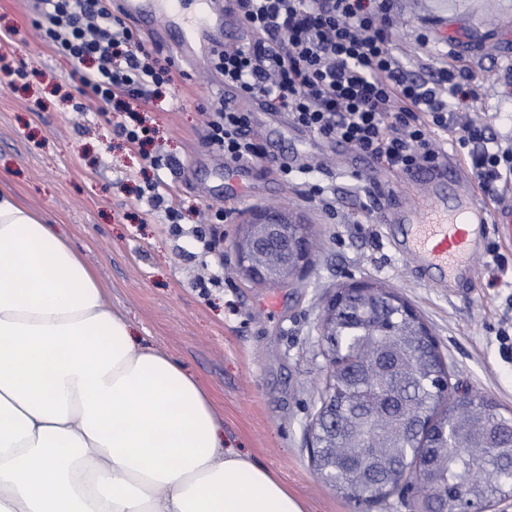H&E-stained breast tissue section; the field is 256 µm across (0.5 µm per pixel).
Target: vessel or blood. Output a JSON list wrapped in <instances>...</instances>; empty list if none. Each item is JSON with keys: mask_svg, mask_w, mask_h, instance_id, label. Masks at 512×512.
Segmentation results:
<instances>
[{"mask_svg": "<svg viewBox=\"0 0 512 512\" xmlns=\"http://www.w3.org/2000/svg\"><path fill=\"white\" fill-rule=\"evenodd\" d=\"M118 12L144 33L169 42L180 64L207 70L212 49L238 22L234 0H196L193 18L183 19L184 0H117ZM444 167L423 168L429 200L398 197L382 204L377 221L391 227V243L407 276L431 288H456L479 273L484 228L493 224L512 241V193L487 204L478 193L459 196L447 188Z\"/></svg>", "mask_w": 512, "mask_h": 512, "instance_id": "obj_1", "label": "vessel or blood"}]
</instances>
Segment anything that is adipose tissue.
Returning <instances> with one entry per match:
<instances>
[{"mask_svg": "<svg viewBox=\"0 0 512 512\" xmlns=\"http://www.w3.org/2000/svg\"><path fill=\"white\" fill-rule=\"evenodd\" d=\"M0 512H307L227 447L197 379L137 342L68 240L0 191Z\"/></svg>", "mask_w": 512, "mask_h": 512, "instance_id": "adipose-tissue-1", "label": "adipose tissue"}]
</instances>
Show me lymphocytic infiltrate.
I'll use <instances>...</instances> for the list:
<instances>
[{
	"mask_svg": "<svg viewBox=\"0 0 512 512\" xmlns=\"http://www.w3.org/2000/svg\"><path fill=\"white\" fill-rule=\"evenodd\" d=\"M394 0H235L245 45H228L211 65L225 86L321 137L337 140L387 168L408 174L443 156L436 136L454 133L478 188L493 197L512 184V144L468 117L470 91L459 73L411 75L391 51ZM45 44L80 69L91 96L126 117L134 146L149 139L137 107L160 100L173 83L111 0H29ZM207 140L231 162L264 151L250 116L221 103L208 114Z\"/></svg>",
	"mask_w": 512,
	"mask_h": 512,
	"instance_id": "1",
	"label": "lymphocytic infiltrate"
}]
</instances>
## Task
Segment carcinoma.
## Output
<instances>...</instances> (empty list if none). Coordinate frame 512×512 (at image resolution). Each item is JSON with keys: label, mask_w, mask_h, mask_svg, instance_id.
Listing matches in <instances>:
<instances>
[{"label": "carcinoma", "mask_w": 512, "mask_h": 512, "mask_svg": "<svg viewBox=\"0 0 512 512\" xmlns=\"http://www.w3.org/2000/svg\"><path fill=\"white\" fill-rule=\"evenodd\" d=\"M392 315L382 323L348 302L336 310L327 353L336 377L320 397L317 416L333 427L316 439V470L347 468L336 485L345 498L387 501L400 490L414 449L434 448L421 492L440 512L479 508L512 497V412L480 395L446 404L450 370L419 317L405 319L406 306L390 293ZM355 360L354 373L339 367Z\"/></svg>", "instance_id": "obj_1"}]
</instances>
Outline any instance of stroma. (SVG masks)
Here are the masks:
<instances>
[{
  "label": "stroma",
  "mask_w": 512,
  "mask_h": 512,
  "mask_svg": "<svg viewBox=\"0 0 512 512\" xmlns=\"http://www.w3.org/2000/svg\"><path fill=\"white\" fill-rule=\"evenodd\" d=\"M395 13L391 48L403 66L423 79L446 64L466 67L470 111L490 120L498 138L512 137V0H396ZM6 26L27 76L0 73V188L68 239L134 337L199 379L225 442L277 474L307 512H413L396 497L370 505L343 498L311 466L309 424L327 373L318 323L339 287L371 282L397 292L434 336L455 388L512 410L511 244L489 233L473 283L427 287L403 274L374 220L381 188L408 195L412 179L367 156L315 157L289 179L257 166L258 191L231 194L223 154L206 139L217 74L176 71L163 91L175 106L146 108L150 140L139 148L122 134L120 115L81 94L74 66L42 41L27 0H0ZM445 29L454 35L446 44ZM156 154L168 166H151ZM305 180L335 188L330 207L300 198ZM155 181L168 187L177 221L143 200ZM281 196L311 230V262L288 282L259 283L241 269L235 244L245 217ZM227 202L232 218L209 222ZM210 240L217 255L203 249Z\"/></svg>",
  "instance_id": "obj_1"
}]
</instances>
